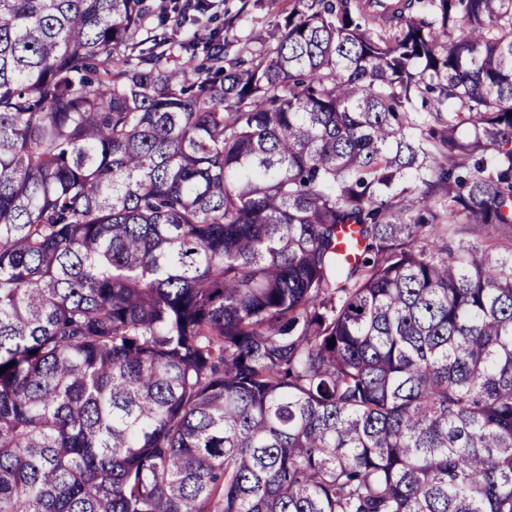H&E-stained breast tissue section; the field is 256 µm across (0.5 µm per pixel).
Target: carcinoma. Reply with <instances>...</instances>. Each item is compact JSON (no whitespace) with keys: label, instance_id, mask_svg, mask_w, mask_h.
<instances>
[{"label":"carcinoma","instance_id":"1","mask_svg":"<svg viewBox=\"0 0 512 512\" xmlns=\"http://www.w3.org/2000/svg\"><path fill=\"white\" fill-rule=\"evenodd\" d=\"M0 0V512H512V0ZM209 8L203 12H191L190 20L184 22L181 26H169L167 33L172 42V51L175 55L181 53L179 44L189 34L196 32L200 35L208 34L214 27L213 19L235 15L242 7L243 0H208ZM254 3V0H249L245 9L247 14L233 27L224 29L226 39L234 42L235 49L244 58H250L251 53L261 47L259 35H266L268 29L282 20L285 13L291 10L293 0H262L263 8L253 7Z\"/></svg>","mask_w":512,"mask_h":512}]
</instances>
